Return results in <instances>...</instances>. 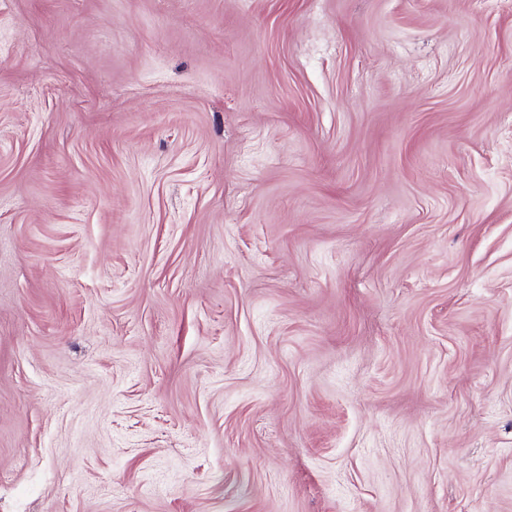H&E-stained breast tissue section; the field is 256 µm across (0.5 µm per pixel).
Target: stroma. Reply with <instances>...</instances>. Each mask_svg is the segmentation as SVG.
I'll return each instance as SVG.
<instances>
[{"mask_svg":"<svg viewBox=\"0 0 512 512\" xmlns=\"http://www.w3.org/2000/svg\"><path fill=\"white\" fill-rule=\"evenodd\" d=\"M0 512H512V0H0Z\"/></svg>","mask_w":512,"mask_h":512,"instance_id":"35a3bbf8","label":"stroma"}]
</instances>
